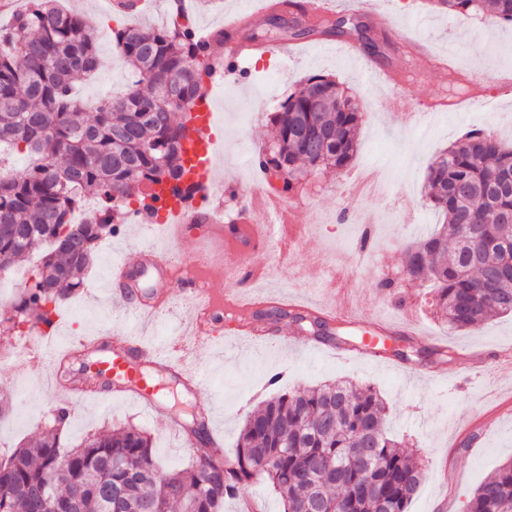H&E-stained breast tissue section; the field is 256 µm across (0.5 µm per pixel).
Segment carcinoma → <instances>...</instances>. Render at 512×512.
Wrapping results in <instances>:
<instances>
[{
	"label": "carcinoma",
	"mask_w": 512,
	"mask_h": 512,
	"mask_svg": "<svg viewBox=\"0 0 512 512\" xmlns=\"http://www.w3.org/2000/svg\"><path fill=\"white\" fill-rule=\"evenodd\" d=\"M460 13L488 11L512 23V0H441ZM114 41L136 73L92 116L73 98L100 58L93 31L55 0H28L0 28V146L24 150L23 172L0 153V271L33 256L39 263L8 310L0 331L39 332L57 307L78 294L99 241L114 232L112 201L142 202V185L178 182L186 169L176 148L185 113L199 96L208 57L191 23L144 29L127 26ZM275 139L261 167L284 170L287 194L313 173L349 165L361 112L336 81L309 78L273 116ZM441 227L407 247V277L432 286L433 304L448 327L478 330L512 313V148L480 130L426 167ZM106 203L103 218L73 223L87 196ZM317 341L353 345L361 337L328 323H308L280 310ZM71 410L51 411L38 439L0 456V512H111L107 490L122 512H224L239 486L263 480L284 512H409L421 468L388 436L387 407L372 387L338 382L288 390L264 401L243 422L232 462L199 454L179 471L154 458L151 437L125 426L62 444ZM319 497L307 496L308 483ZM465 512H512V461L485 480Z\"/></svg>",
	"instance_id": "1"
}]
</instances>
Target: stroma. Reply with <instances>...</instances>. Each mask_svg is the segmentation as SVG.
Returning a JSON list of instances; mask_svg holds the SVG:
<instances>
[{"label": "stroma", "instance_id": "35a3bbf8", "mask_svg": "<svg viewBox=\"0 0 512 512\" xmlns=\"http://www.w3.org/2000/svg\"><path fill=\"white\" fill-rule=\"evenodd\" d=\"M88 20L97 35L101 60L91 78L80 81L76 98L87 105L124 90L135 79L112 33L129 24L146 28L163 23L167 0H150L142 15L126 18L105 7L102 0H60ZM335 15L307 17L311 27L302 38L270 25L271 17L291 19L292 11L274 7L273 0H192L190 21L199 30L216 31L240 8L257 17L246 31L266 47L240 63L236 74L215 91L223 120L217 135L224 141V171L217 187L247 182L273 135L271 117L288 94L299 90L313 75L336 79L355 97L362 114L357 153L343 170L304 182L292 196L295 221L305 225L293 258L281 261L277 247L255 251L252 268L269 272L277 288L301 300H325L319 285L327 267L348 260V282L361 303L354 305L351 329L367 331L387 310L408 302L419 332L415 342L426 348L448 347L453 356L444 362L418 364L379 355L369 361L351 351L345 359L332 356L331 347L292 330L287 321H266L269 331L291 333L287 345L271 347L265 337L242 335L231 316L217 320L207 344L181 335L175 327L188 312L184 295L170 285L173 307L155 320L143 338L156 347L181 343L186 363L206 357L209 379L205 387L177 393L164 410L115 397L88 404L60 393L47 394L43 372L22 367L28 352L17 338L0 335V392L7 394L13 411L0 421V454L41 435L57 403L71 407L62 434L66 447L75 448L96 432L133 424L147 431L153 452L168 469L188 466L193 458L180 431L169 429L168 418L185 420L191 412L214 414L213 430L231 459L246 414L272 397L278 389L313 386L338 379L378 390L388 407L386 428L393 438L406 441L422 459V478L410 512H463L476 488L500 465L512 459V315H499L479 330L450 329L437 314L424 283L403 279V251L414 235L409 227L434 230L441 213L431 206L425 182L429 160L471 130H481L512 146V25L480 14L451 13L432 0H368L367 12L353 10V0H336ZM361 19L377 46L364 51L356 34L331 33L336 17ZM422 41L433 58L425 64L412 58L408 42ZM487 97L489 109L477 111L471 88ZM380 168L390 182L389 197L356 196L347 179L366 167ZM369 215L372 239L368 248L347 239L339 214L350 208ZM112 237L101 242L97 259L85 275V287L59 311L63 335L116 340L126 336L129 319L111 308L101 289L104 279L120 261H135L152 235L136 225L114 220ZM388 276L401 279L399 298L377 291ZM281 374L279 385L270 378Z\"/></svg>", "mask_w": 512, "mask_h": 512}]
</instances>
